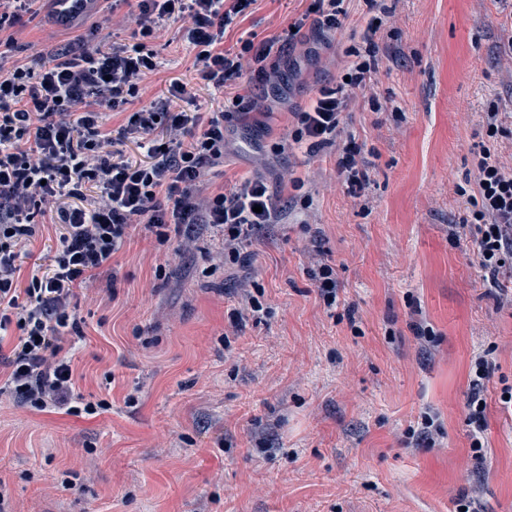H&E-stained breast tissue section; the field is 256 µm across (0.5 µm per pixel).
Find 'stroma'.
I'll list each match as a JSON object with an SVG mask.
<instances>
[{"label":"stroma","instance_id":"obj_1","mask_svg":"<svg viewBox=\"0 0 512 512\" xmlns=\"http://www.w3.org/2000/svg\"><path fill=\"white\" fill-rule=\"evenodd\" d=\"M383 3L378 65L341 133L368 162L363 196L346 192L339 145L311 156L292 141L297 112L348 72L349 48L364 45L365 0H345L343 30H304L307 54L280 61L279 82L265 89L271 111L228 123L224 162L201 185L262 176L290 204L282 223L223 266L204 227L172 259L132 227L95 300L79 301L86 339L73 368L86 399L108 400L110 410L77 418L0 408V482L13 512H453L463 493L481 512H512V411L499 402L512 384V276L490 281L461 227L475 152L490 148L512 168V136L491 139L484 127L491 100L512 101V57L499 49L512 0ZM307 6L257 0L224 46L250 32L274 37ZM53 9L37 0L0 69L33 45L128 36L105 23L108 0L65 25ZM166 38L155 95L177 79L192 93L177 109L206 112L250 94L246 75L221 94L203 87L177 24ZM321 261L335 267L339 307L354 309V320L320 300L307 271ZM244 280L261 288L269 313L234 327L227 312ZM418 324L433 329V347H422ZM488 348L498 368L484 388L478 462L466 403L471 360ZM425 412L442 428L431 448L408 436ZM77 448L90 456L76 458ZM85 466L87 480L62 487L65 471Z\"/></svg>","mask_w":512,"mask_h":512}]
</instances>
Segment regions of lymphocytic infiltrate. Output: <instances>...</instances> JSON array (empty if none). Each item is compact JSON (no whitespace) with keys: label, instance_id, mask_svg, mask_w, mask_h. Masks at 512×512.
Wrapping results in <instances>:
<instances>
[{"label":"lymphocytic infiltrate","instance_id":"obj_1","mask_svg":"<svg viewBox=\"0 0 512 512\" xmlns=\"http://www.w3.org/2000/svg\"><path fill=\"white\" fill-rule=\"evenodd\" d=\"M256 0H112L125 6L118 21L130 41L81 45L80 52L34 51L30 61L0 72V342L13 345L6 384L11 397L37 411L94 417L107 400H86L77 386L70 349L84 341L79 295L93 290L101 272L125 245L133 225H143L158 245L182 252L194 226L203 225L235 260L264 225L280 223L282 211L269 185L245 177L232 187L203 195L208 168L224 158L226 123L234 107L268 109L265 98L233 97L228 110L184 112L186 84L173 80L166 97H151L150 74L158 70L151 42L179 23L199 84L216 91L243 72L258 84L270 82L276 60L294 48L299 32L340 30L344 0H310L290 28L269 39L248 35L239 51L224 48V34ZM345 80L321 88L297 115L296 144L315 153L331 145L341 115L374 67V47ZM140 107L127 112L132 102ZM124 114L117 132L104 127L106 112ZM134 143L144 154L135 161L122 147ZM474 194L465 221L475 233L479 267L512 270V172L489 149L476 159ZM49 216L62 232L49 268L21 277L20 258L36 239L39 217ZM497 364L490 353L471 362L472 391L467 424L470 449L482 460L487 426L485 381Z\"/></svg>","mask_w":512,"mask_h":512}]
</instances>
